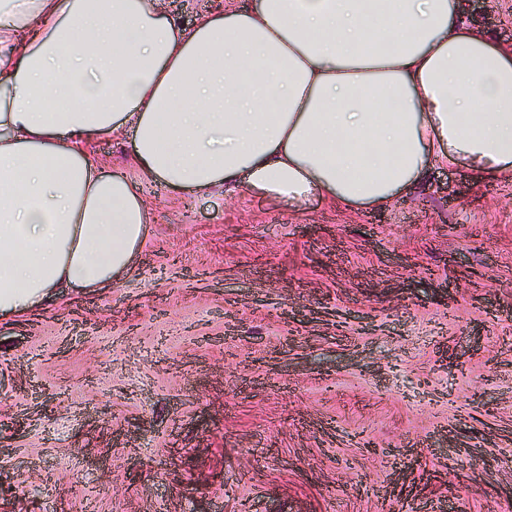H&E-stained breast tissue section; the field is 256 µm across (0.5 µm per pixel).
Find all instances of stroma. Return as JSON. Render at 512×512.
Returning a JSON list of instances; mask_svg holds the SVG:
<instances>
[{
  "mask_svg": "<svg viewBox=\"0 0 512 512\" xmlns=\"http://www.w3.org/2000/svg\"><path fill=\"white\" fill-rule=\"evenodd\" d=\"M465 18L512 48V0ZM139 188L129 276L0 320V512H512V173Z\"/></svg>",
  "mask_w": 512,
  "mask_h": 512,
  "instance_id": "35a3bbf8",
  "label": "stroma"
}]
</instances>
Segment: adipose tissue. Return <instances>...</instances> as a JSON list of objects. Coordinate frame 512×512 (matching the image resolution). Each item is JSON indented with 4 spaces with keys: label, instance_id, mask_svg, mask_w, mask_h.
I'll list each match as a JSON object with an SVG mask.
<instances>
[{
    "label": "adipose tissue",
    "instance_id": "ef3b65f1",
    "mask_svg": "<svg viewBox=\"0 0 512 512\" xmlns=\"http://www.w3.org/2000/svg\"><path fill=\"white\" fill-rule=\"evenodd\" d=\"M141 177L375 209L436 164L512 172V50L460 0H254L186 30L157 0H0V319L131 273ZM133 131L128 130L126 136L117 140L111 135L97 137L92 149L95 156L110 170H121L129 175L136 176V169L131 155V141Z\"/></svg>",
    "mask_w": 512,
    "mask_h": 512
}]
</instances>
